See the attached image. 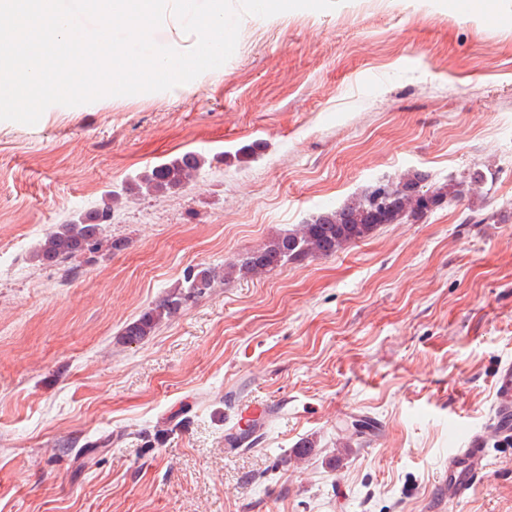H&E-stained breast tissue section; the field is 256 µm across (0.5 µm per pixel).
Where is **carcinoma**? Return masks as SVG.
Segmentation results:
<instances>
[{"label":"carcinoma","mask_w":512,"mask_h":512,"mask_svg":"<svg viewBox=\"0 0 512 512\" xmlns=\"http://www.w3.org/2000/svg\"><path fill=\"white\" fill-rule=\"evenodd\" d=\"M202 158L186 153L164 163L141 176L138 189L150 193H167L184 188L201 166ZM422 175L412 177L396 185L381 183L365 195L339 209H328L318 213L296 230L272 238L263 247L238 256L227 271L221 273L211 267H188L184 270V284L178 289L159 297L139 318L126 323L122 338L128 343L140 342L149 336L162 322L184 311L191 303L205 295L220 275L234 273L247 275L258 271H269L290 262L308 258H327L349 244L357 243L370 236L378 227L374 217L372 201L382 192L393 194L390 201L389 224H396L406 218H416V210L429 211L448 198L462 195L460 183L454 179L435 188L424 191L417 202V209L409 208V199L403 189L418 184ZM107 194L95 209L82 219L61 224L47 233L36 251V258L43 265L63 266L66 262L86 253L102 248L110 252L121 251L125 242L110 238L107 226L112 223V200Z\"/></svg>","instance_id":"carcinoma-1"}]
</instances>
